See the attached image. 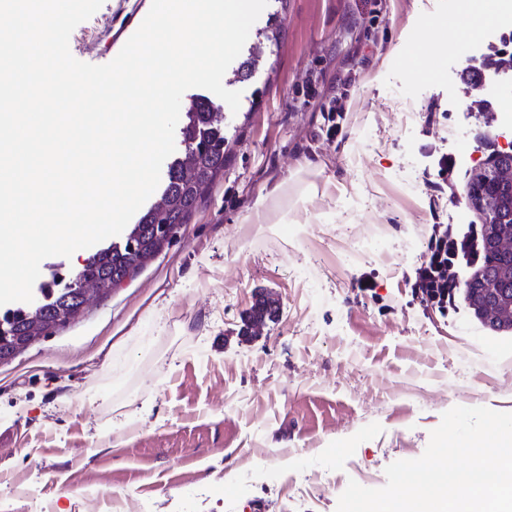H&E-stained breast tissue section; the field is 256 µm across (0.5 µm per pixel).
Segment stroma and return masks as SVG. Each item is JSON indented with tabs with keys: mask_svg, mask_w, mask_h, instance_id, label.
Segmentation results:
<instances>
[{
	"mask_svg": "<svg viewBox=\"0 0 512 512\" xmlns=\"http://www.w3.org/2000/svg\"><path fill=\"white\" fill-rule=\"evenodd\" d=\"M151 3L104 0L71 55L109 63ZM467 17L456 0H269L247 39L256 70L224 75L238 111L209 96L229 154L188 223L0 363V512H83L87 496L141 512H336L349 481L380 488L389 464L419 458L452 407L512 412V326L471 308L478 266L448 312L412 292L433 225L483 235L472 177L512 150V125L473 109L462 77L481 50L445 30ZM263 299L275 311L251 329Z\"/></svg>",
	"mask_w": 512,
	"mask_h": 512,
	"instance_id": "1",
	"label": "stroma"
}]
</instances>
